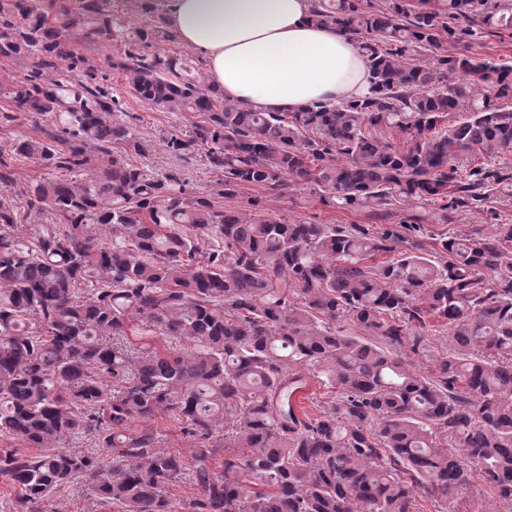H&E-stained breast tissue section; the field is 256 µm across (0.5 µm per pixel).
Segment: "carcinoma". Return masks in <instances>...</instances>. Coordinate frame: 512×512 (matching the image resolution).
<instances>
[{
	"instance_id": "obj_1",
	"label": "carcinoma",
	"mask_w": 512,
	"mask_h": 512,
	"mask_svg": "<svg viewBox=\"0 0 512 512\" xmlns=\"http://www.w3.org/2000/svg\"><path fill=\"white\" fill-rule=\"evenodd\" d=\"M0 0V55L24 78L11 111L66 116L60 137L11 151L54 171L27 190L24 224L0 156V481L10 512H48L81 483L112 512H421L453 500L474 468L512 502V224L442 239L404 235L442 210L480 208L512 186V64L474 40L512 30V0H313L310 20L354 37L371 93L271 112L228 102L164 52L159 17L116 24L106 0ZM86 40L124 39L112 68L143 104L191 118L170 152L221 174L187 194L128 153L147 146L112 120L116 101L78 78ZM461 120L445 124L448 116ZM397 134L402 144L389 135ZM477 155L465 178L453 162ZM310 184L345 210L413 214L380 236L216 209L244 186ZM400 258L365 260L397 246ZM448 327L435 375L414 373L434 321ZM176 338L186 348H159ZM335 396L312 417L296 393ZM165 415L191 441L164 448ZM224 432L243 454L220 455ZM448 434V447L433 440ZM90 436L102 455L67 448ZM41 448L29 455L21 447ZM189 480L178 505L171 486Z\"/></svg>"
}]
</instances>
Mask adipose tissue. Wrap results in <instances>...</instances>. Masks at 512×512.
<instances>
[{
	"mask_svg": "<svg viewBox=\"0 0 512 512\" xmlns=\"http://www.w3.org/2000/svg\"><path fill=\"white\" fill-rule=\"evenodd\" d=\"M309 12L310 0H165L164 20L205 56L225 100L294 110L367 96L351 37L313 24Z\"/></svg>",
	"mask_w": 512,
	"mask_h": 512,
	"instance_id": "ef3b65f1",
	"label": "adipose tissue"
}]
</instances>
